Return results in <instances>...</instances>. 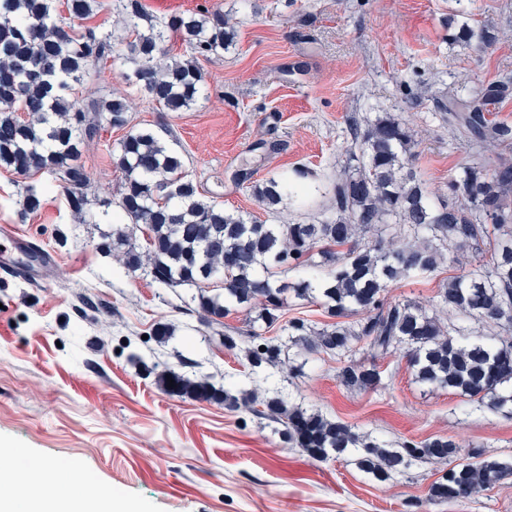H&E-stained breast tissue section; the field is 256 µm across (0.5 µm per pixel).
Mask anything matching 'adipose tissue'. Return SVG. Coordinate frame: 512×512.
<instances>
[{
  "label": "adipose tissue",
  "mask_w": 512,
  "mask_h": 512,
  "mask_svg": "<svg viewBox=\"0 0 512 512\" xmlns=\"http://www.w3.org/2000/svg\"><path fill=\"white\" fill-rule=\"evenodd\" d=\"M25 467L36 494L17 495L13 465H1L0 512H113L111 494L88 493L79 485H67L61 467L34 459L27 460Z\"/></svg>",
  "instance_id": "adipose-tissue-1"
}]
</instances>
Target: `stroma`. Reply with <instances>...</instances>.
Wrapping results in <instances>:
<instances>
[{"instance_id": "1", "label": "stroma", "mask_w": 512, "mask_h": 512, "mask_svg": "<svg viewBox=\"0 0 512 512\" xmlns=\"http://www.w3.org/2000/svg\"><path fill=\"white\" fill-rule=\"evenodd\" d=\"M157 18L223 9L233 46L202 62L204 88L192 109L169 112L124 80L112 58L74 84L81 102L125 95L133 124L148 127L183 155L184 172L226 210L268 224H316L327 217L336 177L347 163L348 119L389 112L417 132L413 166L434 195L475 154L433 119V99L450 88L512 74V0H476L469 23L492 20L504 38L481 53L448 40L454 0H142ZM125 132L100 123L85 140L95 223H78L48 175L0 168V225L8 224L50 260L0 278V448H20L108 489L130 512H512V477L462 502L429 501L443 463L427 462L377 482L354 461H316L284 442L245 409L170 395L156 375L187 358L216 387H277L293 402L381 440L440 436L489 456H512V415L454 391L415 381L404 349L378 356L379 387L352 390L338 374L343 356L301 352L298 373L252 371L243 348L224 346L226 328H246L238 308L220 323L193 311L191 287H164L100 250L112 230L104 200L118 201L122 173L112 151ZM307 169L305 202L267 211L250 187ZM41 190L24 211L26 185ZM444 262L433 273L392 284L389 301L435 303L461 273ZM99 311L84 316L76 294ZM323 326L320 300L289 297L265 339L286 340L290 319ZM170 323L166 341L154 334ZM139 361H131V354Z\"/></svg>"}]
</instances>
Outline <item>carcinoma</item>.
<instances>
[{
    "label": "carcinoma",
    "instance_id": "cac0c4a2",
    "mask_svg": "<svg viewBox=\"0 0 512 512\" xmlns=\"http://www.w3.org/2000/svg\"><path fill=\"white\" fill-rule=\"evenodd\" d=\"M119 2L134 34L122 53L128 64L124 78L169 112L191 108L205 81L198 61L220 54L232 41L224 12L205 7L160 20L142 0ZM65 6L71 17L90 20L100 3L66 0ZM56 11V0H0V167L50 174L82 218L88 204V176L80 163L83 137L95 135L98 116L113 128L126 127L116 158L123 173L119 214L99 248L122 250L127 269H142L166 287H197L192 301L210 322L249 306L258 310L252 323L270 327L280 318L288 290L274 279L273 269L306 265L314 276L293 291L302 298L321 297L335 322L317 329L304 319L289 320L294 345L339 354L362 342L372 358L403 346L417 382L477 397L490 409L512 410V161L501 153L512 144V126L495 118L512 100V77L451 91L438 105L446 113L443 120L478 155L448 177V196L434 200L424 190L413 168L415 135L405 121L389 114L373 120L352 116L347 153L358 165L336 180V215L320 224H265L202 198L176 150L152 129L129 126L127 98L84 104L71 95V84L112 58L115 43L96 26L65 29ZM448 31L450 41L477 51L500 40V30L488 22L475 27L463 22ZM170 32L190 58L173 60L160 71L156 60L165 53ZM20 110L29 119H20ZM302 192L286 175L252 186L258 202L272 212ZM138 226L153 237V246L143 252L132 242ZM486 245L492 246L488 262L443 283L439 310L387 301L392 284L434 272L450 253L456 262L469 251L479 255ZM217 272L224 273V292L212 294L203 285ZM442 312L453 322L442 325ZM352 316L355 321H346ZM473 321L497 333L476 335ZM246 338L253 342L246 348L250 367L286 366L282 346L260 341L254 327ZM339 379L360 390L381 384L375 364L364 361L343 367ZM157 382L169 394L215 401L229 410L260 405L255 414L281 425L291 447L321 461L350 455L379 482L419 461H445L448 469L429 489L433 502L467 499L512 476V457H485L478 448L463 450L443 437L382 442L290 403L278 389H218L205 376L168 368Z\"/></svg>",
    "mask_w": 512,
    "mask_h": 512
}]
</instances>
